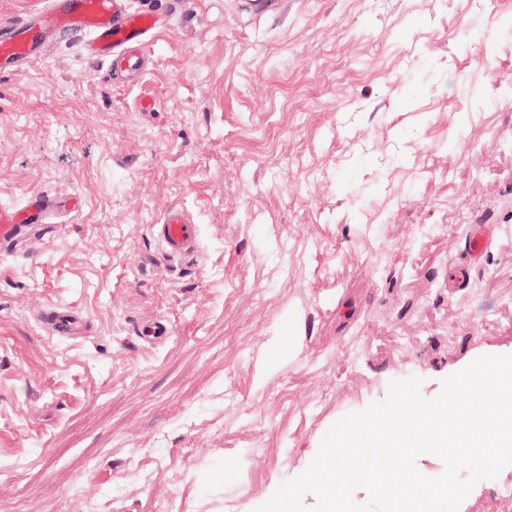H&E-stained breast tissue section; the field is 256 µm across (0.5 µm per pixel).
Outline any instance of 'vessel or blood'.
<instances>
[{
    "mask_svg": "<svg viewBox=\"0 0 512 512\" xmlns=\"http://www.w3.org/2000/svg\"><path fill=\"white\" fill-rule=\"evenodd\" d=\"M161 24L152 14L130 6L128 0H40L38 6L18 18L0 20V74L16 72L43 57L47 38L55 31L82 36L85 55L104 62L112 73L143 76L145 50ZM79 197L54 198L38 191L19 207H0V246L26 233L37 232L49 213L79 210ZM154 237L172 257L194 256L201 243L197 224L181 207H172L154 227ZM492 239L482 226H474L464 248L478 260Z\"/></svg>",
    "mask_w": 512,
    "mask_h": 512,
    "instance_id": "obj_1",
    "label": "vessel or blood"
}]
</instances>
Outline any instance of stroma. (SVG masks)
Listing matches in <instances>:
<instances>
[{"label":"stroma","instance_id":"1","mask_svg":"<svg viewBox=\"0 0 512 512\" xmlns=\"http://www.w3.org/2000/svg\"><path fill=\"white\" fill-rule=\"evenodd\" d=\"M134 5L144 77L63 31L0 74V205L82 200L0 247V512H254L391 381L512 349V0ZM459 512H512V466ZM153 233L169 256H194L201 251L198 226L182 207L168 209L160 219V224L154 225ZM491 243L492 239L488 231L479 224L471 229L465 240L464 249L472 261H477Z\"/></svg>","mask_w":512,"mask_h":512}]
</instances>
